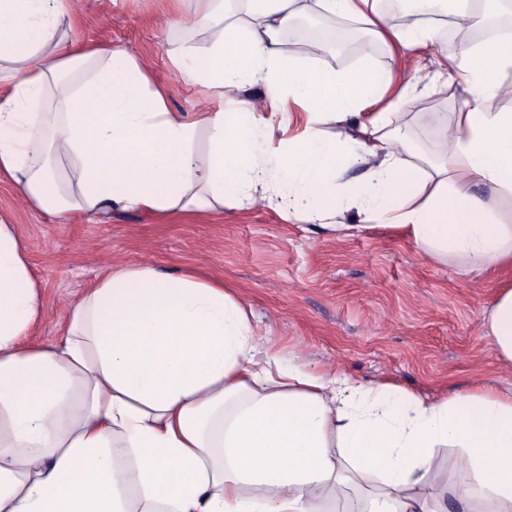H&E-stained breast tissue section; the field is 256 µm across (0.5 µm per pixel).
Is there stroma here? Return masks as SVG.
<instances>
[{"instance_id":"obj_1","label":"stroma","mask_w":512,"mask_h":512,"mask_svg":"<svg viewBox=\"0 0 512 512\" xmlns=\"http://www.w3.org/2000/svg\"><path fill=\"white\" fill-rule=\"evenodd\" d=\"M73 8V37L137 57L165 88L172 111L234 112L242 100L269 111L262 86L219 96L174 69L172 50L208 41L181 23L170 0H74ZM477 34L457 28L435 45L398 51L380 47L347 55L321 47L315 63L345 73L378 69L415 77L390 109L407 122L414 143L431 152L435 138L426 115L476 104L512 111V97L474 102L442 65L475 46ZM0 217L15 225L42 284L37 342L59 341L68 311L109 266L148 264L218 277L237 288L266 346L283 363L315 372L334 368L367 386L389 381L428 398L477 384L512 391V367L499 361L483 326L500 288L512 283V272L466 273L456 259L444 263L422 254L401 230L362 229L357 210L340 217L354 225L351 233L261 204L164 222L128 212L59 224L28 206L0 177Z\"/></svg>"}]
</instances>
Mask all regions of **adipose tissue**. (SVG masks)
Wrapping results in <instances>:
<instances>
[{
    "instance_id": "1",
    "label": "adipose tissue",
    "mask_w": 512,
    "mask_h": 512,
    "mask_svg": "<svg viewBox=\"0 0 512 512\" xmlns=\"http://www.w3.org/2000/svg\"><path fill=\"white\" fill-rule=\"evenodd\" d=\"M207 47L171 53L176 70L224 89L259 84L273 102L301 100L302 135L279 140L285 112L170 111L133 57L67 34L72 0H0V175L59 223L72 216L245 209L257 201L329 226L342 206L334 179L354 155L325 125L357 126L355 153L374 158L357 187L361 213L405 230L439 261L512 269V112L473 107L434 120L432 189L402 155L407 127L386 112L391 75L317 68L282 50L296 0H172ZM364 19L375 43L436 39L390 26L371 0H315ZM451 68L478 96H512V40L470 49ZM279 141L287 191H270L253 134ZM206 141L198 157V139ZM488 187L485 195L478 186ZM40 285L14 225L0 219V512H321L374 476L361 512H439L428 491L435 451L460 449L471 481L461 507L512 512V393L475 389L434 400L398 385L364 387L339 371L283 366L242 301L219 280L148 265L114 266L69 310L61 343L33 342ZM512 365V289L485 317Z\"/></svg>"
}]
</instances>
